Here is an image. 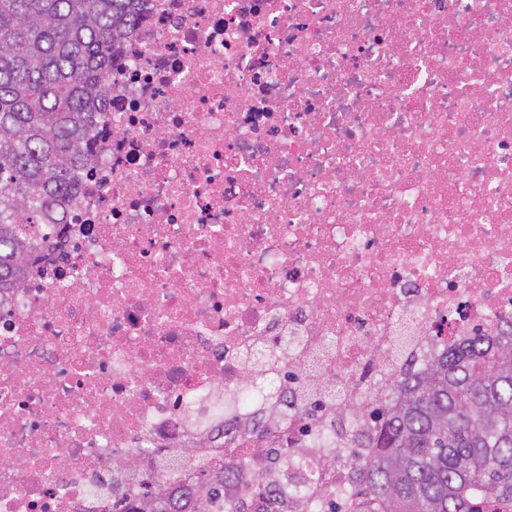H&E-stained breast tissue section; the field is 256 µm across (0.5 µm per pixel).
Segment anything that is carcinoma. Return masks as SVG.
<instances>
[{"label": "carcinoma", "mask_w": 512, "mask_h": 512, "mask_svg": "<svg viewBox=\"0 0 512 512\" xmlns=\"http://www.w3.org/2000/svg\"><path fill=\"white\" fill-rule=\"evenodd\" d=\"M142 0H0V294L20 280L27 249L59 212L85 162L84 131L104 111L101 85ZM370 411L377 432L346 435L350 489L296 484L301 460L268 449L255 482L302 512H512V321L390 386ZM369 452H363V449ZM203 512H253L249 490L202 480Z\"/></svg>", "instance_id": "cac0c4a2"}]
</instances>
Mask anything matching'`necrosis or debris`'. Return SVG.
<instances>
[{"instance_id": "4bbe7bcc", "label": "necrosis or debris", "mask_w": 512, "mask_h": 512, "mask_svg": "<svg viewBox=\"0 0 512 512\" xmlns=\"http://www.w3.org/2000/svg\"><path fill=\"white\" fill-rule=\"evenodd\" d=\"M0 302V512H139L158 456L328 486L402 380L512 316V0H143ZM335 390L300 417L307 387Z\"/></svg>"}]
</instances>
